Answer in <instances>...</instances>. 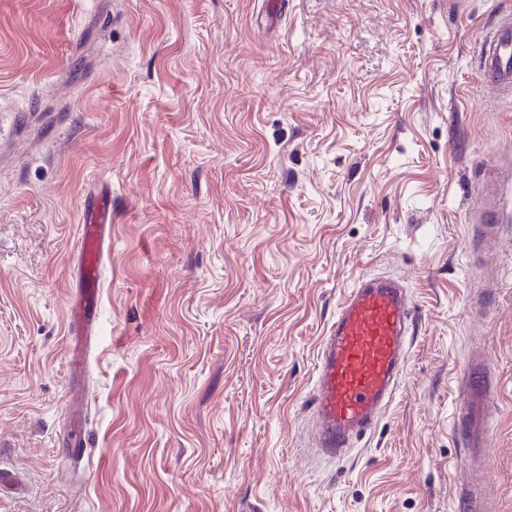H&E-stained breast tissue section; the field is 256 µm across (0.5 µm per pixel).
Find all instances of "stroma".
<instances>
[{
    "instance_id": "obj_1",
    "label": "stroma",
    "mask_w": 512,
    "mask_h": 512,
    "mask_svg": "<svg viewBox=\"0 0 512 512\" xmlns=\"http://www.w3.org/2000/svg\"><path fill=\"white\" fill-rule=\"evenodd\" d=\"M512 0H0V512H454L465 357L512 512V100L477 54ZM500 180L503 245L473 214ZM112 196L101 325L67 364L79 226ZM402 281L392 402L310 442L321 336ZM493 286L483 312L472 307ZM84 385V463L66 450Z\"/></svg>"
}]
</instances>
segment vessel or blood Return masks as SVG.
Here are the masks:
<instances>
[{"label": "vessel or blood", "mask_w": 512, "mask_h": 512, "mask_svg": "<svg viewBox=\"0 0 512 512\" xmlns=\"http://www.w3.org/2000/svg\"><path fill=\"white\" fill-rule=\"evenodd\" d=\"M482 83L487 92L512 95V18L485 40L480 51ZM501 207L494 189L481 193L477 224L486 248L500 236ZM112 234V202L102 196L86 211L79 226L75 297L70 304L72 338L69 367L82 372L87 342L97 322L104 258ZM411 334V306L403 285L385 277H363L347 292L317 353L310 406L316 448L333 458L377 422L403 370ZM465 401L458 411L468 444L467 461L474 477L461 492L463 512H494L487 468V437L496 385L483 355L465 362ZM72 457L83 460L87 448L80 412L68 410Z\"/></svg>", "instance_id": "vessel-or-blood-1"}]
</instances>
